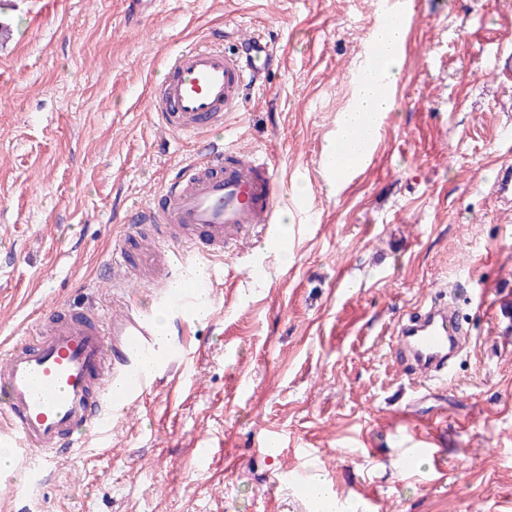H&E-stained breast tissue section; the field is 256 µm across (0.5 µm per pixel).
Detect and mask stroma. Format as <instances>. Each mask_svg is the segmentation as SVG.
<instances>
[{
  "label": "stroma",
  "mask_w": 512,
  "mask_h": 512,
  "mask_svg": "<svg viewBox=\"0 0 512 512\" xmlns=\"http://www.w3.org/2000/svg\"><path fill=\"white\" fill-rule=\"evenodd\" d=\"M377 0H0V349L47 312L114 296L112 245L134 207L206 151L159 125L150 89L180 49L241 31L274 42L222 137L277 161L289 263L246 245L215 267L209 318L168 317L178 377L47 478L0 479V512H512V0H412L399 97L355 181L324 149L352 102ZM456 298L468 342L447 383L405 377L399 318ZM444 457L403 471L402 433ZM212 448L197 464L200 436Z\"/></svg>",
  "instance_id": "stroma-1"
}]
</instances>
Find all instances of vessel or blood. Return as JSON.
I'll list each match as a JSON object with an SVG mask.
<instances>
[{
	"label": "vessel or blood",
	"mask_w": 512,
	"mask_h": 512,
	"mask_svg": "<svg viewBox=\"0 0 512 512\" xmlns=\"http://www.w3.org/2000/svg\"><path fill=\"white\" fill-rule=\"evenodd\" d=\"M416 22L409 0H378L371 26L390 20ZM236 46L186 47L168 62L149 104L159 124L185 136L223 127L240 111L243 92L265 74L273 56L269 41L236 37ZM277 211L276 164L244 156L236 147L216 146L180 169L160 192L138 206L133 231L112 249V285L126 287L136 267L130 260L131 234H151L158 254L169 244L188 248L197 264L223 256L245 241L274 246ZM190 264L170 271L156 298L167 308L192 310L212 277H193ZM66 315L34 341H20L0 353V446L13 449L28 466L29 481L42 473L30 466L33 453L53 457L58 449L78 451L81 430L108 427L113 418L142 402L158 382L173 376L184 359L183 345L156 340L158 328L146 311L112 317L85 303H70ZM461 333L456 311L437 300L409 315L397 329L393 352L411 373L442 377ZM440 464L429 441L407 432L398 461L405 471L418 461Z\"/></svg>",
	"instance_id": "b4317fda"
}]
</instances>
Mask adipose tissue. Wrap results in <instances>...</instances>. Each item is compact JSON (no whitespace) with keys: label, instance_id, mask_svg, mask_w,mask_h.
<instances>
[{"label":"adipose tissue","instance_id":"1","mask_svg":"<svg viewBox=\"0 0 512 512\" xmlns=\"http://www.w3.org/2000/svg\"><path fill=\"white\" fill-rule=\"evenodd\" d=\"M392 109V100L380 92L374 75H367L359 82L352 107L339 117L335 142L326 147L334 171L356 167L367 160V147L376 139L378 122Z\"/></svg>","mask_w":512,"mask_h":512}]
</instances>
